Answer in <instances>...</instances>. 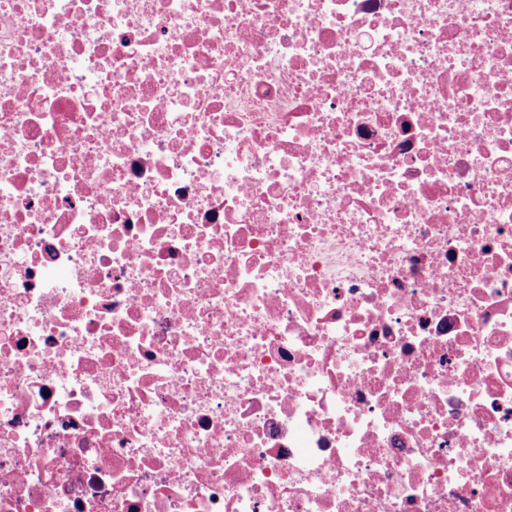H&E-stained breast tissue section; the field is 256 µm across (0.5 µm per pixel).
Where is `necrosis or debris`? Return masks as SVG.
Instances as JSON below:
<instances>
[{"label":"necrosis or debris","mask_w":512,"mask_h":512,"mask_svg":"<svg viewBox=\"0 0 512 512\" xmlns=\"http://www.w3.org/2000/svg\"><path fill=\"white\" fill-rule=\"evenodd\" d=\"M0 512H512V0H0Z\"/></svg>","instance_id":"necrosis-or-debris-1"}]
</instances>
